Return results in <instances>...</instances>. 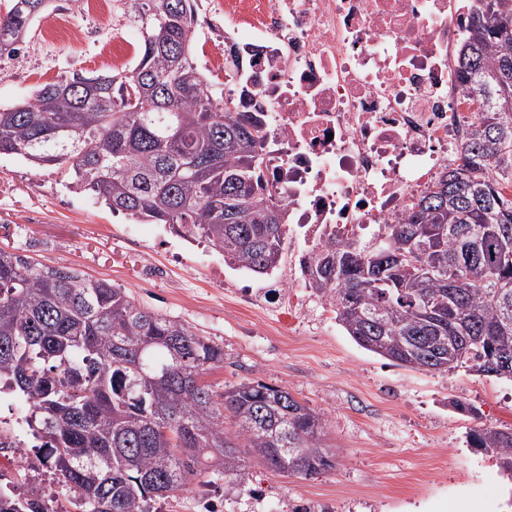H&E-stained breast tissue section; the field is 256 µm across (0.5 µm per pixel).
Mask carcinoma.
<instances>
[{"mask_svg": "<svg viewBox=\"0 0 512 512\" xmlns=\"http://www.w3.org/2000/svg\"><path fill=\"white\" fill-rule=\"evenodd\" d=\"M12 0L0 57L25 42L43 9ZM126 0L142 43L126 73L47 83L0 108V155L55 166L114 213L165 224L264 275L285 250L287 210L264 180V110L225 93L192 51L196 0ZM458 72L478 123L463 162L372 243L332 237L300 260L305 287L329 298L359 346L401 367L512 379V0H473ZM421 253L388 255L406 230ZM440 336H468L456 354ZM224 347L149 311L125 288L75 268L37 265L0 247V390L26 426H0V448H38L17 480L44 468L66 501L0 489V512H163L200 478L227 490L257 461L282 476L336 465L327 426L285 387L202 381ZM235 427L224 429V414ZM467 443L512 480V429L477 427Z\"/></svg>", "mask_w": 512, "mask_h": 512, "instance_id": "cac0c4a2", "label": "carcinoma"}]
</instances>
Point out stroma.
Segmentation results:
<instances>
[{
    "label": "stroma",
    "mask_w": 512,
    "mask_h": 512,
    "mask_svg": "<svg viewBox=\"0 0 512 512\" xmlns=\"http://www.w3.org/2000/svg\"><path fill=\"white\" fill-rule=\"evenodd\" d=\"M196 53L224 50V14L216 0H198ZM139 46L133 23L113 28L107 13L81 0H54L29 38L0 57V107L75 73H112L111 44ZM50 266L78 269L128 289L145 308L195 326L224 348V361L204 375L229 388L260 380L288 388L327 422L336 451L333 470L283 477L262 465L232 492L223 482L193 486L173 512H293L297 503L317 512H512V481L494 460L467 443L471 428H512V381L393 365L358 344L334 318L311 308L299 324L283 328L273 315L241 305L238 281L258 292L274 277L241 276L225 269L209 277L214 250L194 246L163 226L112 213L95 196L67 187L55 167H32L0 156V247ZM184 265L170 267L167 252ZM463 410H456V403Z\"/></svg>",
    "instance_id": "35a3bbf8"
}]
</instances>
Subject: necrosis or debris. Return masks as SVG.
I'll return each mask as SVG.
<instances>
[{"label": "necrosis or debris", "instance_id": "4bbe7bcc", "mask_svg": "<svg viewBox=\"0 0 512 512\" xmlns=\"http://www.w3.org/2000/svg\"><path fill=\"white\" fill-rule=\"evenodd\" d=\"M224 36L258 51L252 90L268 122L267 177L288 232L311 243L368 241L400 222L454 162L475 112L454 54L466 0H221ZM258 310L298 319L297 282Z\"/></svg>", "mask_w": 512, "mask_h": 512}]
</instances>
